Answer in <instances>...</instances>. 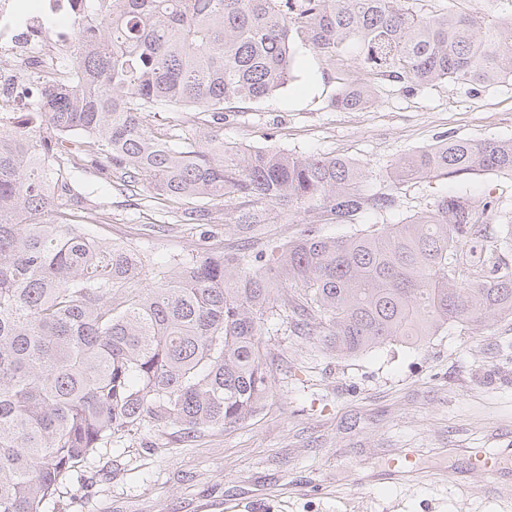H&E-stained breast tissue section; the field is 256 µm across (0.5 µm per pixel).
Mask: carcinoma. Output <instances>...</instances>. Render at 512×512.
Instances as JSON below:
<instances>
[{"label": "carcinoma", "mask_w": 512, "mask_h": 512, "mask_svg": "<svg viewBox=\"0 0 512 512\" xmlns=\"http://www.w3.org/2000/svg\"><path fill=\"white\" fill-rule=\"evenodd\" d=\"M66 67L34 112L0 114V512H43L78 464L147 423L224 429L265 401L261 336L298 318L303 335L351 357L423 343L450 327L512 317V228L484 233L491 202L452 193L401 224L343 238H296L236 252L202 249L156 265L101 241L78 173L91 166L132 197L208 203L243 239L267 207L353 224L394 196L367 194L360 166L224 141L232 103H259L294 79L291 46L336 62L351 48L378 74L422 89L512 79V16L480 24L405 0H87ZM366 86L331 103L364 108ZM171 110L165 123L157 112ZM512 176V140L447 138L394 164L392 178ZM293 291L279 300L274 285Z\"/></svg>", "instance_id": "obj_1"}]
</instances>
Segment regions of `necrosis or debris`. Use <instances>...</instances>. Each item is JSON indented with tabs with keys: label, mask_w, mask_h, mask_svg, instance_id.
Segmentation results:
<instances>
[{
	"label": "necrosis or debris",
	"mask_w": 512,
	"mask_h": 512,
	"mask_svg": "<svg viewBox=\"0 0 512 512\" xmlns=\"http://www.w3.org/2000/svg\"><path fill=\"white\" fill-rule=\"evenodd\" d=\"M82 0H0V112L32 107L37 95L24 78L37 83L62 76V62L77 47Z\"/></svg>",
	"instance_id": "necrosis-or-debris-1"
}]
</instances>
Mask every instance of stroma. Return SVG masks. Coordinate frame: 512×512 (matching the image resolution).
I'll use <instances>...</instances> for the list:
<instances>
[{
    "instance_id": "1",
    "label": "stroma",
    "mask_w": 512,
    "mask_h": 512,
    "mask_svg": "<svg viewBox=\"0 0 512 512\" xmlns=\"http://www.w3.org/2000/svg\"><path fill=\"white\" fill-rule=\"evenodd\" d=\"M482 20L512 14V0H427ZM295 79L268 101L227 113L225 141L358 163L369 192L392 210L365 223L398 224L444 194L500 202L492 229L512 222V178L493 173L391 182L400 158L442 137L512 139V81L473 90L440 82L422 90L380 79L357 54L327 64L297 46ZM376 88L366 109L331 100L342 79ZM99 203L94 234L151 260L232 251L245 243L225 225L185 224L160 204L133 206L93 172L80 175ZM275 380L262 407L221 430L178 427L122 432L80 465L44 512H512V318L466 333L451 328L422 344H390L355 357L326 350L289 321L261 338ZM499 460L496 477L470 451Z\"/></svg>"
}]
</instances>
